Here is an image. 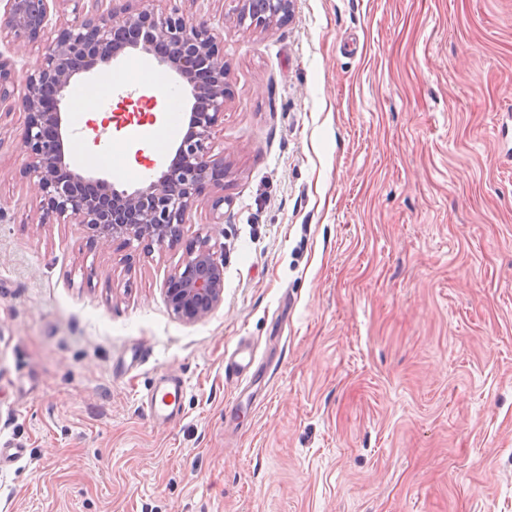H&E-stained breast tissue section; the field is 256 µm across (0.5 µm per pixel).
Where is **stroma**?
Segmentation results:
<instances>
[{"instance_id":"35a3bbf8","label":"stroma","mask_w":512,"mask_h":512,"mask_svg":"<svg viewBox=\"0 0 512 512\" xmlns=\"http://www.w3.org/2000/svg\"><path fill=\"white\" fill-rule=\"evenodd\" d=\"M175 2L230 67V175L183 227L224 301L184 322L181 248L40 223L1 118L0 447L28 456L0 512H512V0H294L262 32ZM162 373L185 410L154 425ZM172 312L187 322L202 320L224 301V258L210 236H196L185 242L180 266L164 285ZM254 348L251 345H242L237 349L235 359L232 362H227L224 368L225 374L228 377H241L244 376L253 361Z\"/></svg>"}]
</instances>
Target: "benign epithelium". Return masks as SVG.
<instances>
[{
  "instance_id": "obj_1",
  "label": "benign epithelium",
  "mask_w": 512,
  "mask_h": 512,
  "mask_svg": "<svg viewBox=\"0 0 512 512\" xmlns=\"http://www.w3.org/2000/svg\"><path fill=\"white\" fill-rule=\"evenodd\" d=\"M0 37L42 49L38 67L18 76L0 57V112L24 114L20 138L26 159L20 175L35 177L41 223L79 224L90 242L109 246L134 242L154 246L182 241V225L211 188L223 186L224 157L213 155V134L224 121L230 97L224 44L208 20L162 0H121L105 11L73 10V18L52 22L51 5L61 0H3ZM239 24L265 31L292 11L294 0H230ZM151 54L188 85L192 103L187 133L171 161L133 191L107 178L82 174L66 162L68 129L61 102L74 76L92 73L125 50ZM172 312L187 322L202 320L224 301V258L209 236L184 243L180 266L164 285Z\"/></svg>"
}]
</instances>
